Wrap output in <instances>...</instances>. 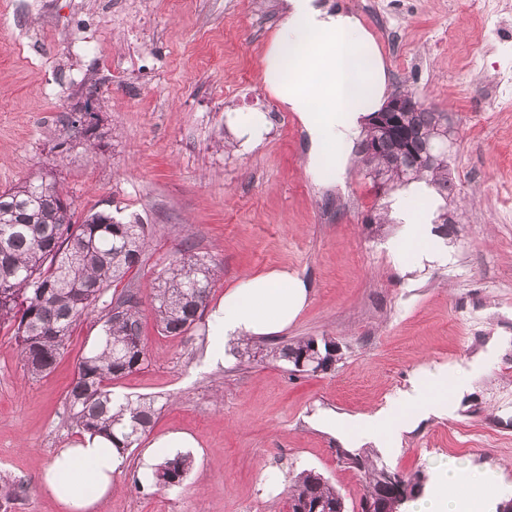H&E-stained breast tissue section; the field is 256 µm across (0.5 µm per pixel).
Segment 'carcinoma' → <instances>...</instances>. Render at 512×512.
Returning a JSON list of instances; mask_svg holds the SVG:
<instances>
[{"mask_svg": "<svg viewBox=\"0 0 512 512\" xmlns=\"http://www.w3.org/2000/svg\"><path fill=\"white\" fill-rule=\"evenodd\" d=\"M365 175L384 187L423 182L450 195L448 114L423 103L399 114L398 123L382 133L368 125L356 147ZM71 202L55 180H25L0 192V331L14 337L20 361L32 378L49 374L66 350L81 318L101 307L102 336L98 351L80 358L77 374L65 396L70 426L77 432L101 434L122 451L145 434L160 411L153 399L136 400L112 393V382L139 369L147 360L144 313L138 292L129 288L104 300L141 261L148 230L142 221L117 219L94 211L73 220ZM216 265L190 253L169 260L156 278L151 312L157 329L179 336L201 320L208 307ZM316 339L278 344L267 354L288 361L292 353L310 348ZM350 467L364 472L362 502H377L381 512H400L402 505L423 496L426 476H402L396 494L385 493V467L366 452L343 451ZM193 467L188 454L178 453L156 465V484L182 485ZM29 484L7 482L0 499L26 495ZM293 512H336L342 495L320 473L304 470L288 490Z\"/></svg>", "mask_w": 512, "mask_h": 512, "instance_id": "carcinoma-1", "label": "carcinoma"}]
</instances>
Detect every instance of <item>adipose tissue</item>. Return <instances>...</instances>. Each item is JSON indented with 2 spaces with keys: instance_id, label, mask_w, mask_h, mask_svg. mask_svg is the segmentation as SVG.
Masks as SVG:
<instances>
[{
  "instance_id": "1",
  "label": "adipose tissue",
  "mask_w": 512,
  "mask_h": 512,
  "mask_svg": "<svg viewBox=\"0 0 512 512\" xmlns=\"http://www.w3.org/2000/svg\"><path fill=\"white\" fill-rule=\"evenodd\" d=\"M263 84L286 110L298 114L313 144L308 169L314 179L335 180L343 156L356 138L366 113L382 109L388 97L387 76L379 49L359 18L329 12L314 0H285L278 29L262 62ZM404 226L402 242L392 249L394 260L410 268L433 259L428 241L429 209H411L404 199L393 205ZM308 301L304 280L276 268L245 276L227 289L209 314V357L223 361L232 342L280 334ZM443 377L426 374L400 393L368 425L340 422L349 435L385 427L407 411L431 412L448 400ZM124 458L106 439L85 434L52 457L44 478L51 497L67 512H95L112 492V478ZM467 483L468 495L455 489ZM494 476L468 472L448 460L437 473L434 498L417 501L411 512H472L474 501L489 494Z\"/></svg>"
}]
</instances>
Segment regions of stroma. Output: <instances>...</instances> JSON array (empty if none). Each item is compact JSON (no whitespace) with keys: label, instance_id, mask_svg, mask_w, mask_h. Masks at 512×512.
Masks as SVG:
<instances>
[{"label":"stroma","instance_id":"1","mask_svg":"<svg viewBox=\"0 0 512 512\" xmlns=\"http://www.w3.org/2000/svg\"><path fill=\"white\" fill-rule=\"evenodd\" d=\"M356 15L374 37L390 92L406 88L447 113L454 188L434 244L447 257L401 273L389 249L395 192L377 193L355 154L336 183L307 172L311 144L295 113L263 88L260 63L284 0H0V191L56 177L75 220L91 211L139 215L149 228L142 261L126 278L142 299L184 245L217 265L210 301L246 275L285 267L309 288L306 306L278 341L328 338L337 361L295 373L252 354L207 358L209 327L182 336L145 321L148 359L114 381L115 393L163 405L125 451L122 472L97 512H287L288 486L321 473L360 512L363 472L338 449L367 451L402 474L456 459L494 475L497 490L474 503L495 512L512 498V112L494 109L488 80L512 72V14L490 30L482 9L448 14V0H319ZM491 43L482 57L477 43ZM95 97L102 148L74 137L51 149L58 118ZM265 112L263 145L232 144L226 116ZM94 311L75 326L55 369L28 377L13 338L0 332V478L29 483L6 512H64L40 474L76 436L64 398L79 359L101 334ZM462 370L447 411L410 416L399 433L344 437L321 416L360 418L387 406L421 371ZM194 439L193 467L162 489L143 453L163 436Z\"/></svg>","mask_w":512,"mask_h":512}]
</instances>
